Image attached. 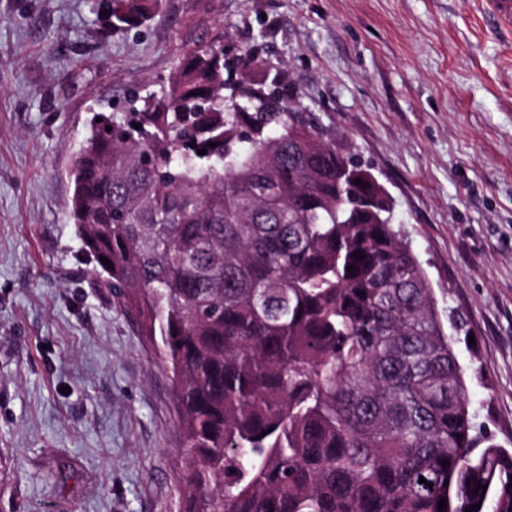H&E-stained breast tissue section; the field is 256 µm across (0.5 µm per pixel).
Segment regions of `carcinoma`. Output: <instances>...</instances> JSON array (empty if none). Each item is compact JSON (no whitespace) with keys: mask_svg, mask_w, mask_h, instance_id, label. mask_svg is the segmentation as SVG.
Returning <instances> with one entry per match:
<instances>
[{"mask_svg":"<svg viewBox=\"0 0 512 512\" xmlns=\"http://www.w3.org/2000/svg\"><path fill=\"white\" fill-rule=\"evenodd\" d=\"M161 3L103 16L128 32ZM261 66L243 53L230 83L223 46L199 45L69 162L94 272L169 373L181 512H512V451L477 423L380 183L270 102Z\"/></svg>","mask_w":512,"mask_h":512,"instance_id":"cac0c4a2","label":"carcinoma"}]
</instances>
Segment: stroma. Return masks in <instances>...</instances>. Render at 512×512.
<instances>
[{
  "label": "stroma",
  "mask_w": 512,
  "mask_h": 512,
  "mask_svg": "<svg viewBox=\"0 0 512 512\" xmlns=\"http://www.w3.org/2000/svg\"><path fill=\"white\" fill-rule=\"evenodd\" d=\"M94 3L0 0V512H179L171 381L94 275L67 167L93 113L211 41L371 167L512 451V43L477 0H163L126 33Z\"/></svg>",
  "instance_id": "stroma-1"
}]
</instances>
